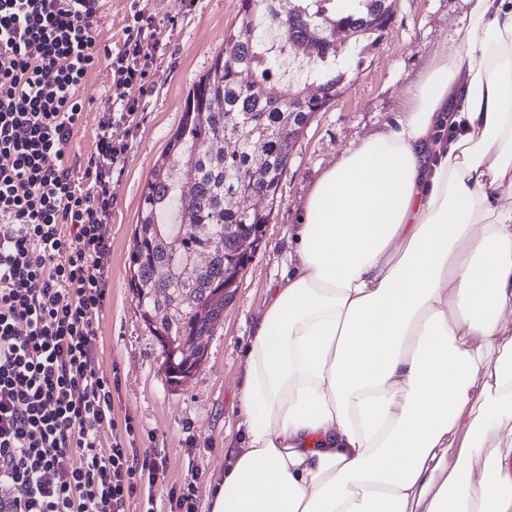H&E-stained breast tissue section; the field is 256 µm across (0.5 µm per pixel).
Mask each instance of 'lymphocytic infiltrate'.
I'll return each mask as SVG.
<instances>
[{"mask_svg":"<svg viewBox=\"0 0 512 512\" xmlns=\"http://www.w3.org/2000/svg\"><path fill=\"white\" fill-rule=\"evenodd\" d=\"M100 0H0V512H125L152 485L114 427L95 368L106 297L112 175L129 146L114 126L144 111L161 21L131 6L117 50L95 37ZM112 70L81 190L62 160L84 124L80 89Z\"/></svg>","mask_w":512,"mask_h":512,"instance_id":"f902f5d3","label":"lymphocytic infiltrate"}]
</instances>
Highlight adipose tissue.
Returning <instances> with one entry per match:
<instances>
[{
	"instance_id": "adipose-tissue-1",
	"label": "adipose tissue",
	"mask_w": 512,
	"mask_h": 512,
	"mask_svg": "<svg viewBox=\"0 0 512 512\" xmlns=\"http://www.w3.org/2000/svg\"><path fill=\"white\" fill-rule=\"evenodd\" d=\"M469 2L310 191L210 512H512V0Z\"/></svg>"
}]
</instances>
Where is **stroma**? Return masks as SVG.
I'll return each instance as SVG.
<instances>
[{"instance_id":"obj_1","label":"stroma","mask_w":512,"mask_h":512,"mask_svg":"<svg viewBox=\"0 0 512 512\" xmlns=\"http://www.w3.org/2000/svg\"><path fill=\"white\" fill-rule=\"evenodd\" d=\"M131 0H102L96 41L119 47ZM156 18L167 20L162 47L150 73L146 110L132 126L112 129L128 142L124 170L112 179V216L102 231L112 246L107 302L99 313L96 368L112 383L116 435L134 427L138 457L161 464L151 495H138L126 512H169L167 490L197 472L199 512L224 477L233 451L244 447L241 389L244 352L256 319L271 302L292 250L291 233L319 177L340 154L402 112L405 94L429 60L456 48L455 32L467 21V0H393L391 25L375 44L356 54L340 49V94L305 127L288 161L282 197L233 302L206 342L199 369L181 385L169 384L161 346L143 322L128 284L129 253L141 191L153 165L178 127L186 95L237 26L239 0H143ZM112 85L106 59H99L81 89L85 123L75 131L63 162L82 177L94 148V130Z\"/></svg>"}]
</instances>
